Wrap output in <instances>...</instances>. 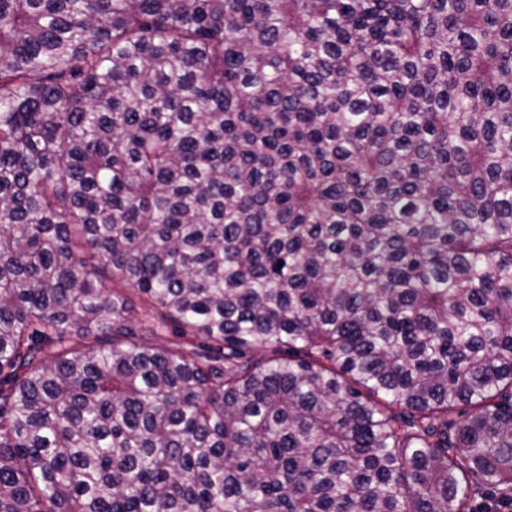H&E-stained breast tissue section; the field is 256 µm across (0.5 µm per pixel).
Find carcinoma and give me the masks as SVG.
Wrapping results in <instances>:
<instances>
[{
    "label": "carcinoma",
    "mask_w": 512,
    "mask_h": 512,
    "mask_svg": "<svg viewBox=\"0 0 512 512\" xmlns=\"http://www.w3.org/2000/svg\"><path fill=\"white\" fill-rule=\"evenodd\" d=\"M478 489L512 494V0H0V512Z\"/></svg>",
    "instance_id": "carcinoma-1"
}]
</instances>
